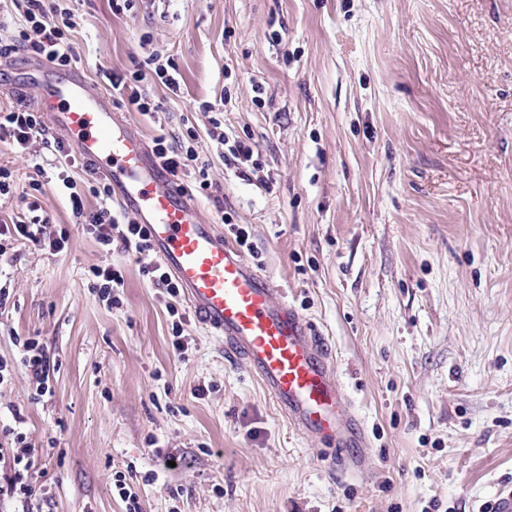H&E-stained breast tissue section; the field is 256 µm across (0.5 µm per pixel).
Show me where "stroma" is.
<instances>
[{"instance_id": "35a3bbf8", "label": "stroma", "mask_w": 512, "mask_h": 512, "mask_svg": "<svg viewBox=\"0 0 512 512\" xmlns=\"http://www.w3.org/2000/svg\"><path fill=\"white\" fill-rule=\"evenodd\" d=\"M72 39L104 71L172 59L180 88L149 91L165 120L115 109L146 139L192 122L244 257L282 284L335 360L371 464L341 468L305 439L224 340L196 320L172 346L161 291L103 252L68 201L16 189L0 225L37 203L59 254L7 240L0 256V405L20 409L43 512H485L512 495V0H77ZM250 140L261 170L217 157L203 102ZM121 264L107 306L90 269ZM38 337L52 392L34 398L15 337ZM203 385L204 397L193 389ZM181 457L178 469L161 465ZM153 481H145L147 472Z\"/></svg>"}]
</instances>
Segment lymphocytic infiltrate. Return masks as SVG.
<instances>
[{
  "label": "lymphocytic infiltrate",
  "mask_w": 512,
  "mask_h": 512,
  "mask_svg": "<svg viewBox=\"0 0 512 512\" xmlns=\"http://www.w3.org/2000/svg\"><path fill=\"white\" fill-rule=\"evenodd\" d=\"M73 0H10L22 24L0 42V55L23 50L28 55L48 60L61 68L75 67L81 62L71 32L75 26ZM178 71L172 61L151 59L146 69L129 72H106L105 77L116 100L127 103L152 122H159V106L148 93L145 84L153 80L169 90L179 88ZM47 128L43 113L25 106H10L0 110V143L18 155H31L34 168L46 183L61 185L68 192L71 211L77 223L82 224L104 252H111L114 243H121L123 251L143 264L142 272L150 283L164 294L175 298L180 286L157 262L151 261L153 252L150 238L143 225L138 224L127 212L111 204L112 191L107 182L97 177H88L84 185H76L69 177L57 171L59 162L78 164L79 159L56 144L53 159L47 160L40 154L32 153V146L44 139ZM154 154L157 162L176 180H187L190 187L205 197H212L219 186L211 175V163L202 157L198 145V133L194 127L174 138L159 135L154 140ZM97 200L94 209H86V196ZM15 345L20 360L29 374V381L35 395L49 393L48 357L44 347L34 337L16 338ZM12 425L6 426L4 434L17 450L10 471L0 474V501L13 504V512H34L33 489L29 477L31 459L36 448L27 440L24 429L25 419L18 409H11Z\"/></svg>",
  "instance_id": "1"
}]
</instances>
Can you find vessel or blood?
I'll return each mask as SVG.
<instances>
[{
	"mask_svg": "<svg viewBox=\"0 0 512 512\" xmlns=\"http://www.w3.org/2000/svg\"><path fill=\"white\" fill-rule=\"evenodd\" d=\"M15 84L35 88L33 102L52 113L58 139L106 179L113 200L147 227L199 324L223 337L225 352L247 364L289 427L348 449L347 469L365 468L370 442L356 415L340 410L344 393L323 338L284 288L249 263L168 179L146 140L115 112L111 95L95 91L76 68L41 66Z\"/></svg>",
	"mask_w": 512,
	"mask_h": 512,
	"instance_id": "vessel-or-blood-1",
	"label": "vessel or blood"
}]
</instances>
